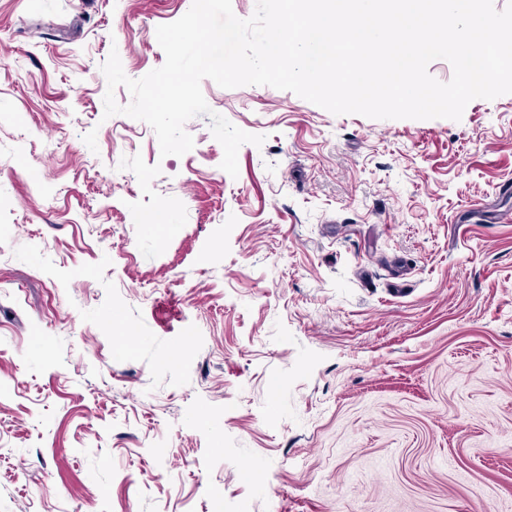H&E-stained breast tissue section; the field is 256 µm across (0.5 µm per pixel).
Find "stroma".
<instances>
[{"label": "stroma", "mask_w": 512, "mask_h": 512, "mask_svg": "<svg viewBox=\"0 0 512 512\" xmlns=\"http://www.w3.org/2000/svg\"><path fill=\"white\" fill-rule=\"evenodd\" d=\"M191 4L0 0V512H512V94L206 79L233 177L104 117Z\"/></svg>", "instance_id": "1"}]
</instances>
